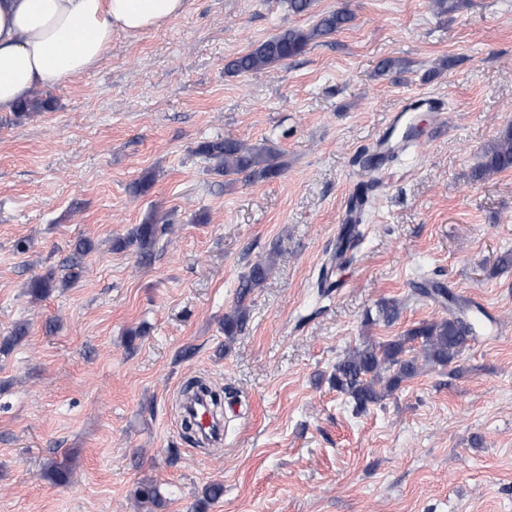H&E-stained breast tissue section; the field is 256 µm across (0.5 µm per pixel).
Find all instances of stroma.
<instances>
[{
    "mask_svg": "<svg viewBox=\"0 0 512 512\" xmlns=\"http://www.w3.org/2000/svg\"><path fill=\"white\" fill-rule=\"evenodd\" d=\"M337 9L350 25L261 72L224 66ZM398 68L379 73L381 60ZM49 110L0 113V512H512V170L470 180L512 125V0H186L179 17L112 35ZM433 98L422 140L357 162L405 102ZM233 135L285 169L227 183L197 155ZM152 176L146 193L131 185ZM361 235L332 271L352 197ZM168 223L151 258L114 249ZM274 267L239 299L257 257ZM48 278L37 296L30 285ZM431 280L494 318L454 367L356 411L329 377L350 348L447 316ZM397 301L389 325L367 310ZM244 302L234 340L224 315ZM25 326L19 341L11 336ZM222 389L224 442L181 431V387ZM65 463L68 482L46 474ZM221 483L223 495L204 489ZM156 486L159 504L140 491Z\"/></svg>",
    "mask_w": 512,
    "mask_h": 512,
    "instance_id": "stroma-1",
    "label": "stroma"
}]
</instances>
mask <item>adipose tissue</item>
I'll list each match as a JSON object with an SVG mask.
<instances>
[{
	"label": "adipose tissue",
	"mask_w": 512,
	"mask_h": 512,
	"mask_svg": "<svg viewBox=\"0 0 512 512\" xmlns=\"http://www.w3.org/2000/svg\"><path fill=\"white\" fill-rule=\"evenodd\" d=\"M184 10L185 0H0V112L97 66L113 31L135 35Z\"/></svg>",
	"instance_id": "obj_1"
}]
</instances>
